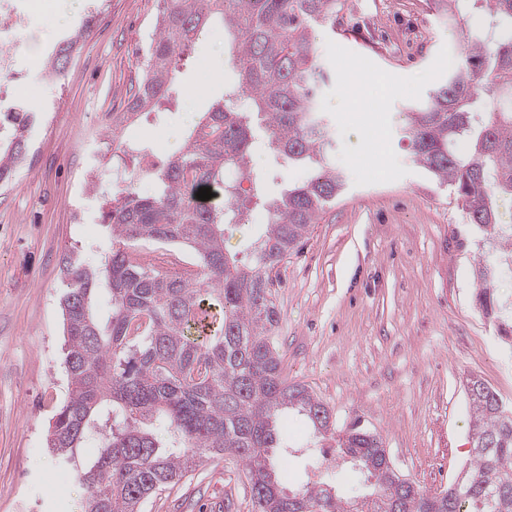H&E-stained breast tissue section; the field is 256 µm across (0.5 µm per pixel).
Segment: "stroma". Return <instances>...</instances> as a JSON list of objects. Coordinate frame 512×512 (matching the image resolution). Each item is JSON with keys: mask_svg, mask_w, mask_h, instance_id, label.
I'll list each match as a JSON object with an SVG mask.
<instances>
[{"mask_svg": "<svg viewBox=\"0 0 512 512\" xmlns=\"http://www.w3.org/2000/svg\"><path fill=\"white\" fill-rule=\"evenodd\" d=\"M346 4L340 26L316 33L326 73L319 106L345 189L272 274L282 374L328 407L335 434L316 435L283 411L273 464L288 489L318 481L320 449L357 421L380 438L397 474L437 492L470 462L467 379L482 378L512 408V347L473 305L475 268L491 250L453 193L415 162L403 114L447 78L449 56L490 17L481 9L451 24L436 0ZM86 7L41 0L19 57L27 71L11 86L45 118L29 134L36 167L21 165L0 186V512H79L87 488L78 469L101 452L96 435L69 463L46 446L67 394L62 258L94 264L111 246L101 222L115 192L107 116L126 106L158 3L106 0L64 72L44 78L32 51L75 31ZM223 33L221 22L209 25L179 61L165 111L140 115L123 138L165 147L171 133L186 135L224 94ZM252 162L268 173L271 193L305 177L262 140ZM144 510L254 512V503L242 462L227 455L204 460Z\"/></svg>", "mask_w": 512, "mask_h": 512, "instance_id": "obj_1", "label": "stroma"}]
</instances>
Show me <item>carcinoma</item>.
Masks as SVG:
<instances>
[{"instance_id":"cac0c4a2","label":"carcinoma","mask_w":512,"mask_h":512,"mask_svg":"<svg viewBox=\"0 0 512 512\" xmlns=\"http://www.w3.org/2000/svg\"><path fill=\"white\" fill-rule=\"evenodd\" d=\"M156 34L144 50L126 110L112 113L124 124L168 100L176 59L212 19L224 22L235 53L234 80L187 131L183 150L149 174L154 193H119L103 212L112 248L93 267L62 259L66 289L61 299L65 336L63 365L68 395L52 417L47 447L66 462L90 433L101 436L97 460L81 479L88 494L80 512H143L146 500L194 472L203 458H239L251 483L255 512H512V410L483 379L466 391L471 410V462L446 496L429 504L415 483L392 469L382 442L352 428L338 440L342 458L373 481L364 500H344L326 481L291 491L269 463L279 446L276 417L284 409L304 415L314 431L334 429L328 407L303 385L281 377V358L271 341L279 313L269 272L336 203L345 186L332 166L329 127L317 98L324 80L315 27L335 25L344 0H159ZM450 19L483 0H438ZM492 30L483 31L448 80L411 109L406 133L416 162L439 185L450 187L471 224L497 246L495 258L478 263L474 300L500 335L512 339V302L491 288L512 269V224H502L498 202L512 198V0H490ZM77 36L54 51L51 72L61 74ZM499 107L474 111L480 92ZM264 122L269 148L305 179L273 199L250 166L253 119ZM26 113L14 118L0 147V184L11 180L26 150ZM469 144L463 156L456 145ZM145 146L128 142L116 167ZM222 191L237 200L222 207L193 205L183 184ZM271 223L254 243L248 265L224 250V231L245 225L251 210L240 202L243 183ZM140 242L180 243L190 248L196 270L183 274L143 266ZM112 313L100 319L93 300L100 287Z\"/></svg>"}]
</instances>
